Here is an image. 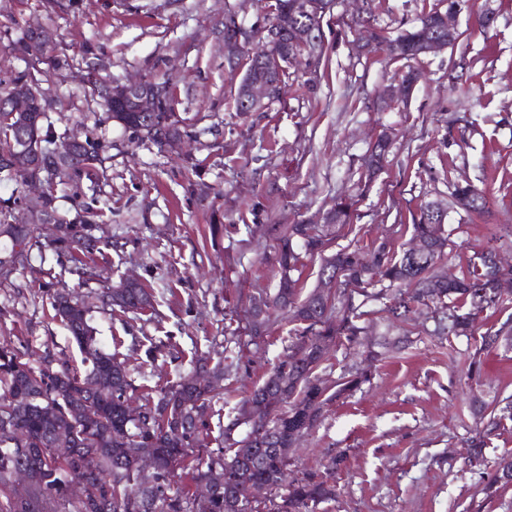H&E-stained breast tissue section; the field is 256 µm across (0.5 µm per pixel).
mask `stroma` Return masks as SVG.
<instances>
[{"mask_svg": "<svg viewBox=\"0 0 512 512\" xmlns=\"http://www.w3.org/2000/svg\"><path fill=\"white\" fill-rule=\"evenodd\" d=\"M270 0H0V76L28 67L11 43L38 23L49 33L45 53L66 55L50 72L57 134L90 133L105 146L106 177L97 190L60 188L56 214L74 217L99 198L107 209L95 235L101 274L131 277L153 295L151 320L99 308L90 313L104 350L122 339L130 371L165 386L193 356L224 349V316L247 332L250 297L274 290L279 274L268 258L288 224H320L337 199L354 204L353 230L337 247L364 246L382 234L408 246L412 216L430 200H449L470 182L489 197L486 213L450 210L445 225L459 253L483 247L496 224H512V0H463L454 18L458 40L414 60L366 43L357 0H335L321 21L323 54L297 68L280 101L239 112L241 72L224 55V18L263 26ZM448 0H373L372 27L392 37ZM492 12L489 28L478 14ZM467 58L457 74L453 65ZM418 71L408 103L387 105L385 87ZM169 82L184 121L188 154L157 146L108 118L86 80ZM390 137L383 169L367 177L365 159L378 133ZM15 286L0 285V337L38 356L79 350L54 319L51 295L61 283L88 294L54 257L32 252ZM421 315L391 327L410 345L370 366L369 383L330 405L291 454L295 470H321L340 458L335 500L317 512H512V486L486 497L487 470L512 452V421L503 420L471 464L473 401L512 396V348L484 356L479 374L466 369L472 339L434 335ZM292 323L273 318L261 346L243 350L234 380L247 397L291 342ZM139 337L131 347L130 337ZM175 337L183 354L145 350Z\"/></svg>", "mask_w": 512, "mask_h": 512, "instance_id": "obj_1", "label": "stroma"}]
</instances>
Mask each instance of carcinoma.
<instances>
[{"mask_svg":"<svg viewBox=\"0 0 512 512\" xmlns=\"http://www.w3.org/2000/svg\"><path fill=\"white\" fill-rule=\"evenodd\" d=\"M438 12H429L417 24L401 31L394 39L376 29H367L370 40L385 42L389 52L403 59L416 57L415 48L421 38L437 31ZM321 21L308 15L288 17V28L311 32L310 45L299 48L306 57L322 53ZM15 50L25 57H40L43 47L35 42L32 29H27ZM44 72L26 70L0 78V98L12 90L29 86L42 89ZM113 122L126 130L143 135L156 145H170L185 135L182 119L174 112L173 100H167L153 114L133 112L121 103L106 106ZM26 129L46 149L54 133L49 117L39 111L36 100L30 99L28 111L10 117L0 108V181L26 183L27 175L13 169L10 157L16 149L15 132ZM390 143L379 142L372 147L366 161L368 174L376 173L387 158ZM84 164L62 168L55 180L48 183L46 194L37 205L54 210V191L80 186L84 180L96 185L99 173L105 171L101 141L89 135L82 139ZM487 204L481 190L470 183L457 184L451 192L450 207L482 212ZM100 210L84 205L76 215L61 221L66 228L63 237L40 242L37 227L12 216V209H0V235L9 239L10 251L0 266L8 264V273L0 271V279L29 265L33 248L48 249L56 262L74 263L68 272L78 276L79 283L100 284L93 298L101 309H119L138 314L152 305V295L137 282L121 281L102 287L104 280L93 255L99 250V239L92 234V224ZM434 215L419 209V218L412 224V234L425 236L432 232ZM334 231L323 224H290L277 238L273 262L280 272H288V281L278 282L272 293L265 290L250 297L251 304L261 303L267 317L285 315L299 324L295 339L287 351L266 373L248 399L238 406L237 415L219 426L216 448L201 457L196 448L208 444L211 428L207 414L224 411V388L205 384L208 358L197 360L193 374L164 387L134 385L115 340L114 351L100 348L95 328L90 324L86 299L63 289L52 296L54 317L75 340L87 365L79 371L62 352L46 351L35 362L15 348L7 339L0 340V512H261L247 497L248 489L262 484L271 491L267 512H316L317 507L336 496L332 469L308 471L294 475L278 456L277 449L288 447L296 432H309L324 416L333 401L350 395L370 381L367 372H355L331 383L322 375L326 360L321 345L325 341L350 344L371 333L376 325L372 315L387 313L395 319L426 306L442 311L448 320V335L478 336L474 358L467 372L479 370L477 357L500 344L512 346V316L498 328L477 334V321L487 311L502 312L512 307V295L496 292L497 281L512 278V269L500 268L492 259L505 246L502 237L492 235L487 244L465 258L458 279L440 284L435 281L438 263L451 255V241L443 234L441 250L436 254L413 255L405 247H397L390 237L369 246L343 247L328 255ZM321 259L320 276L340 275L345 287L336 301L326 305L314 293L299 298V279L293 272L304 266L303 259ZM371 302L382 307L367 309ZM240 336L231 325L224 326V354L212 372L227 380L241 369V357L233 346ZM141 391L142 418L129 419L125 403L129 392ZM279 395L274 405L258 409L250 418L247 405L263 402L266 395ZM474 416L483 423L470 441L472 459H483L484 434L498 427L502 420L512 418V403L503 406L481 405ZM249 425L242 437L238 429ZM58 428L75 434L73 454L60 458L49 450V443ZM143 449L152 455L155 472L150 485L140 481L137 458L124 449ZM512 454H504L494 465L483 491L488 497L512 485ZM18 467L36 471L40 477L33 502L24 504L15 499L11 488V472ZM214 470L224 473V482L216 486L205 501L197 492L174 487L175 478H186L198 488L209 480Z\"/></svg>","mask_w":512,"mask_h":512,"instance_id":"1","label":"carcinoma"}]
</instances>
